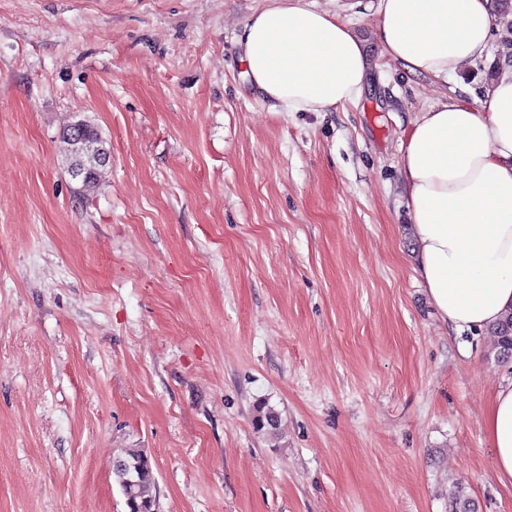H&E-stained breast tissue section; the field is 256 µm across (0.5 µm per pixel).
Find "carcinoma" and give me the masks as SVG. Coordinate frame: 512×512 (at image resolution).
I'll return each instance as SVG.
<instances>
[{"instance_id":"obj_1","label":"carcinoma","mask_w":512,"mask_h":512,"mask_svg":"<svg viewBox=\"0 0 512 512\" xmlns=\"http://www.w3.org/2000/svg\"><path fill=\"white\" fill-rule=\"evenodd\" d=\"M61 143L72 179L78 181L76 192L83 196L97 190L100 169L106 165L110 151L97 127L80 118L63 127ZM497 357L503 361L512 358V310L490 328ZM280 418L274 408L260 403L254 410V423L258 431L272 438L279 435ZM128 512H156L157 502L150 489L155 474L148 457L139 448H128L117 456L112 469Z\"/></svg>"}]
</instances>
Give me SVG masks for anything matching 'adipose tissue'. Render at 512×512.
Segmentation results:
<instances>
[{"instance_id": "1", "label": "adipose tissue", "mask_w": 512, "mask_h": 512, "mask_svg": "<svg viewBox=\"0 0 512 512\" xmlns=\"http://www.w3.org/2000/svg\"><path fill=\"white\" fill-rule=\"evenodd\" d=\"M375 36L408 71L448 78L485 58L493 0H377ZM242 62L276 112H327L357 101L370 76L366 42L336 15L278 0L250 16ZM415 270L450 326L485 329L512 310V68L481 110L450 99L412 123L401 144ZM492 466L512 484V384L484 421Z\"/></svg>"}]
</instances>
